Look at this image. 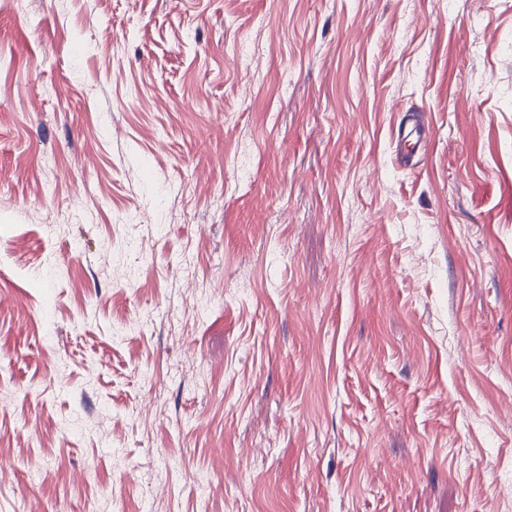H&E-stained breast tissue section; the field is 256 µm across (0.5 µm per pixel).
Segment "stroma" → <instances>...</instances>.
Masks as SVG:
<instances>
[{
    "label": "stroma",
    "mask_w": 512,
    "mask_h": 512,
    "mask_svg": "<svg viewBox=\"0 0 512 512\" xmlns=\"http://www.w3.org/2000/svg\"><path fill=\"white\" fill-rule=\"evenodd\" d=\"M0 512H512V0H0Z\"/></svg>",
    "instance_id": "stroma-1"
}]
</instances>
